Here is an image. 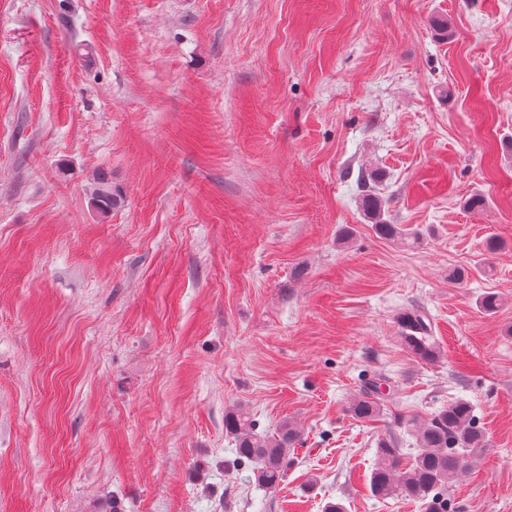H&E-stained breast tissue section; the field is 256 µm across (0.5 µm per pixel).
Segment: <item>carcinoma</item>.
Here are the masks:
<instances>
[{
    "mask_svg": "<svg viewBox=\"0 0 512 512\" xmlns=\"http://www.w3.org/2000/svg\"><path fill=\"white\" fill-rule=\"evenodd\" d=\"M92 202L100 213L107 214L121 205L123 196L112 187L108 176L100 173L95 178ZM360 206L381 238L403 244L419 241L418 234L402 225L383 221V203L375 193L364 194ZM397 324L401 342L410 354L425 362L436 359L425 314L419 310L405 311L397 317ZM384 380V376L369 380L362 392L348 402L346 411L352 418L373 421L380 416L385 402L381 390ZM403 427L414 442L412 458L402 463L397 438L381 441L378 465L370 481L372 493L382 498L410 497L421 504L423 512H448V499L443 491L468 468V449L481 448L485 443L473 405L457 399L425 419L404 422ZM224 429L234 441L238 462L253 467L258 485L267 490L277 489L287 476L290 452L300 441L299 428L285 420L272 433L259 432L249 413L238 407L224 414Z\"/></svg>",
    "mask_w": 512,
    "mask_h": 512,
    "instance_id": "carcinoma-1",
    "label": "carcinoma"
}]
</instances>
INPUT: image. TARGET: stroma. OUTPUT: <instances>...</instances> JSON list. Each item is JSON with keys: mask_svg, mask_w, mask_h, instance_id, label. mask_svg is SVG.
I'll list each match as a JSON object with an SVG mask.
<instances>
[{"mask_svg": "<svg viewBox=\"0 0 512 512\" xmlns=\"http://www.w3.org/2000/svg\"><path fill=\"white\" fill-rule=\"evenodd\" d=\"M456 398L450 512H512V0H0V512H420L378 443ZM240 405L301 430L276 491ZM92 202L101 214H108L123 202L122 194L112 188V183L105 173H99L95 178ZM363 192H369L364 194L360 198V206L364 215L371 219L372 228L376 234L383 239L391 241H399L403 244H414L419 241L420 237L415 232H409V229H405L401 224H387L381 218V210L383 207L382 200L376 193L370 190H363ZM427 317L419 310L405 311L397 317L400 339L405 349L425 362L434 361L437 351L430 336L431 326ZM381 381L386 383V377L379 376L369 380L362 392L348 402L346 411L353 419L374 421L380 416L386 401L385 394L381 390Z\"/></svg>", "mask_w": 512, "mask_h": 512, "instance_id": "1", "label": "stroma"}]
</instances>
